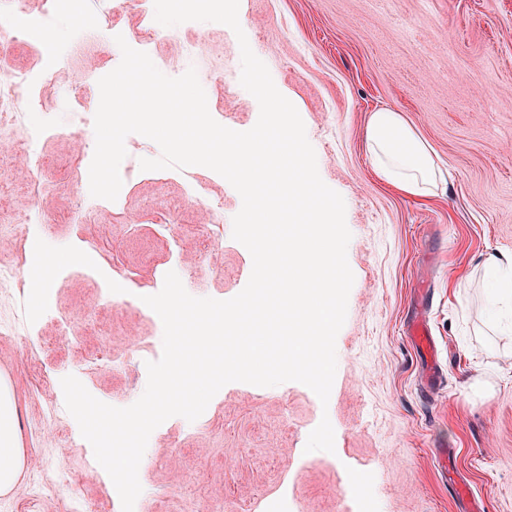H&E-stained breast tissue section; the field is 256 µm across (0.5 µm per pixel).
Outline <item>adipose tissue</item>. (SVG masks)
<instances>
[{
    "label": "adipose tissue",
    "mask_w": 512,
    "mask_h": 512,
    "mask_svg": "<svg viewBox=\"0 0 512 512\" xmlns=\"http://www.w3.org/2000/svg\"><path fill=\"white\" fill-rule=\"evenodd\" d=\"M366 143L377 174L406 196L426 197L448 182V171L434 149L398 109L372 113ZM15 428L14 410L0 409L1 492L14 486L22 468V456L14 444Z\"/></svg>",
    "instance_id": "adipose-tissue-1"
}]
</instances>
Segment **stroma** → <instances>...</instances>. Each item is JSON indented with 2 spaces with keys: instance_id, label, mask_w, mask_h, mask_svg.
<instances>
[{
  "instance_id": "1",
  "label": "stroma",
  "mask_w": 512,
  "mask_h": 512,
  "mask_svg": "<svg viewBox=\"0 0 512 512\" xmlns=\"http://www.w3.org/2000/svg\"><path fill=\"white\" fill-rule=\"evenodd\" d=\"M239 22L254 54L277 76L299 112L319 159V175L346 205L354 284L336 339L337 370L328 403L298 382L259 387L232 382L195 421L174 416L139 468L149 492L143 512H241L255 489L287 495L291 512H358V492L375 512H457L447 471L466 483L480 512H512V332L495 322L485 285L488 256L512 252V0H240ZM54 20L45 41L63 46L43 109L13 120L23 143L48 127L38 173L15 168L0 185V264L35 263L43 241L67 244L55 263L48 298L24 335L0 336V369L14 388L24 465L0 493V512H71L74 499L121 512L112 481L92 448L78 444L73 417L50 423L64 405L61 380L76 376L100 401L128 406L145 383L115 363L140 337L151 359L163 332L153 312L117 311L103 302L113 285L158 293L179 271L189 294L226 300L252 272L249 251L225 236L223 276L190 256L204 236L190 185L221 201L232 222L242 200L215 171L139 170L161 155L140 138L133 179L119 199H96L85 218L79 173L61 182L84 125L63 114L74 73L100 98L97 76L115 69L121 51L100 35L76 41ZM199 42V54L186 47ZM148 54L165 75L195 68L208 109L221 125L250 130L259 106L240 84L234 32L216 22L157 30ZM405 112L448 171L434 197L411 198L376 173L366 148L371 114ZM139 216L130 228L124 214ZM426 314L441 381L425 384V366L408 335ZM329 418L334 452H306L310 432ZM449 449L440 459V449ZM67 473L45 490L32 481L43 461Z\"/></svg>"
}]
</instances>
